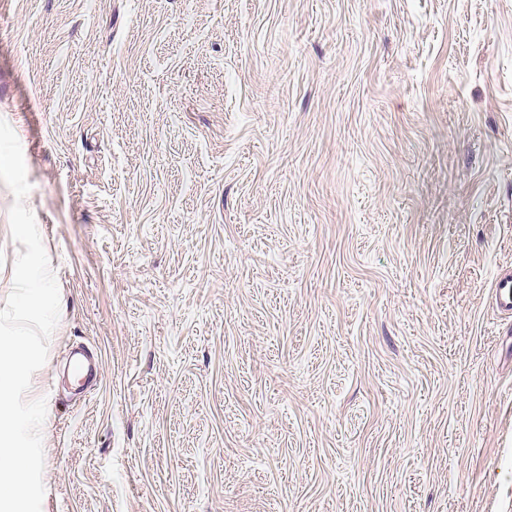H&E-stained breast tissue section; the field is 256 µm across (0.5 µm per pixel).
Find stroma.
I'll use <instances>...</instances> for the list:
<instances>
[{
    "mask_svg": "<svg viewBox=\"0 0 512 512\" xmlns=\"http://www.w3.org/2000/svg\"><path fill=\"white\" fill-rule=\"evenodd\" d=\"M0 118L42 512H512V0H0ZM494 302L500 312L512 311V274L497 275L494 285Z\"/></svg>",
    "mask_w": 512,
    "mask_h": 512,
    "instance_id": "obj_1",
    "label": "stroma"
}]
</instances>
